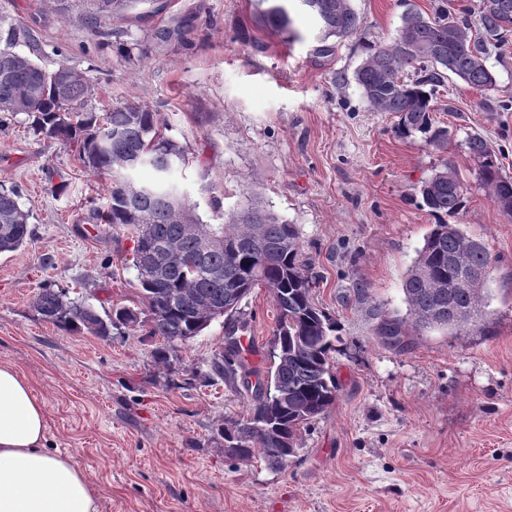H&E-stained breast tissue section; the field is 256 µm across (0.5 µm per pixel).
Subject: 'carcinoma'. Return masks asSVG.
I'll return each mask as SVG.
<instances>
[{"label":"carcinoma","mask_w":512,"mask_h":512,"mask_svg":"<svg viewBox=\"0 0 512 512\" xmlns=\"http://www.w3.org/2000/svg\"><path fill=\"white\" fill-rule=\"evenodd\" d=\"M258 2L266 5L259 11L264 26L287 39L294 37L292 19L284 7L287 0ZM301 2L316 17L324 42L349 37L361 27L350 0ZM499 2L505 6L499 14L478 11L481 32L475 37L468 21L469 7L454 15L444 9L432 16L408 11L394 39L371 49L354 79L371 110L397 114V135L419 133L426 145L448 148V130L433 118L434 92L450 74L472 88L495 85L486 64V43L489 39L503 43L512 32L508 29L512 0ZM145 4L153 14L166 6L158 0H50L52 9L62 16L80 12L97 37L111 36L112 19ZM21 42L31 53L17 50ZM37 47L30 31L9 28L5 43L0 44V112L24 113L32 118L34 132L76 145L84 165L109 181L106 204L101 210L93 209V215L131 233L134 246L128 261L136 271L144 310L123 307L103 317L92 305L70 298L65 289L44 284L33 300L35 311L57 327L102 338L119 324L147 325L148 334L161 339L152 350L154 362L169 368L179 360V348L205 330L202 322L210 305L222 304L224 350L210 362V370L231 384L242 379L253 409L246 418L225 423L220 435L240 449V459L259 455L272 466H284L290 454L278 447H300L303 430L336 404L338 391L331 364L335 323L312 302V276L301 258L297 228L280 223L257 202L231 214L222 224H207L197 213L187 217L182 208L167 202V196L178 191L168 174L184 164L186 157L176 141L159 132V115L133 103L102 114L95 111L88 107L95 90L92 80L70 68L68 83L57 85L54 71L32 57ZM467 148L495 203L512 216V179L502 175L498 155L478 134L468 139ZM144 166L156 173L149 183L151 192L126 197L122 174ZM466 193L455 168L448 164L421 187L424 205L437 216L458 215ZM20 196L19 187L0 185V253L16 252L31 238L30 213L21 207ZM211 233L221 237L224 246L198 254L200 239ZM469 241L458 224L441 221L433 225L404 278L407 317L381 320L378 335L383 344L405 349L401 334L405 322L456 336L474 329L491 333L488 289L454 294L442 287L459 275L458 267L448 259ZM145 242L170 252L171 263L163 272L154 274L141 267ZM467 263L473 269H494L498 257L484 247L469 252ZM256 287L270 289L279 309L276 347L283 355L273 356L270 368L256 374L252 382L236 333L247 326L242 302ZM457 307L470 309L475 318L466 322L436 319L435 314ZM142 314L146 319L140 318Z\"/></svg>","instance_id":"cac0c4a2"}]
</instances>
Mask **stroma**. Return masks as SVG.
I'll return each instance as SVG.
<instances>
[{"label":"stroma","mask_w":512,"mask_h":512,"mask_svg":"<svg viewBox=\"0 0 512 512\" xmlns=\"http://www.w3.org/2000/svg\"><path fill=\"white\" fill-rule=\"evenodd\" d=\"M474 2L350 0L362 29L320 55L299 0L288 2L292 39L260 24L256 0H167L160 14L113 20L107 39L46 0H0V15L33 31L42 66L94 81L92 107L135 103L160 114L188 158L171 179L204 221L256 199L296 225L311 296L337 325V402L303 432L286 469L230 456L217 430L252 404L206 376L224 347L223 320L167 369L155 364L145 328L102 339L35 311L45 283L104 315L139 308L136 272L123 264L133 241L91 219L88 201L105 198L108 183L75 146L34 135L25 114L6 119L0 184L19 186L32 237L0 255V364L32 382L49 448L82 466L99 512H512V216L466 146L483 136L512 178V37L487 47L494 87L452 76L438 88L434 118L450 134L443 151L397 136L396 114L372 111L354 79L406 10L455 13ZM447 163L467 187L456 223L499 259L488 284L496 333L410 328L398 351L377 327L381 316L406 313L404 275L437 222L421 185ZM243 309L251 364L267 370L278 317L271 291L253 289Z\"/></svg>","instance_id":"stroma-1"}]
</instances>
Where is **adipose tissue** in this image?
Masks as SVG:
<instances>
[{
  "label": "adipose tissue",
  "instance_id": "1",
  "mask_svg": "<svg viewBox=\"0 0 512 512\" xmlns=\"http://www.w3.org/2000/svg\"><path fill=\"white\" fill-rule=\"evenodd\" d=\"M0 512H98L83 468L46 446L45 405L0 365Z\"/></svg>",
  "mask_w": 512,
  "mask_h": 512
}]
</instances>
